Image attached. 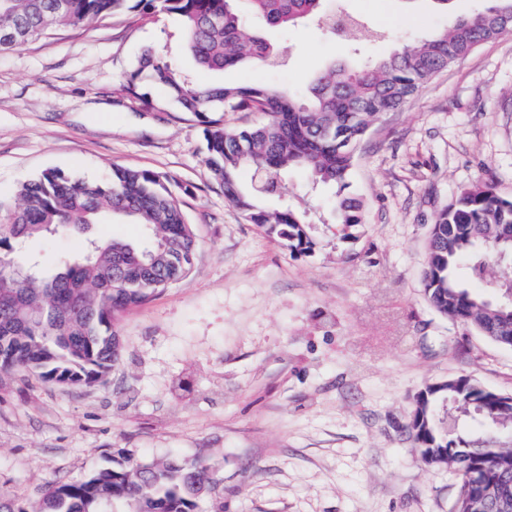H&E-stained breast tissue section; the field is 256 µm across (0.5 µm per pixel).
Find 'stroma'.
<instances>
[{
	"instance_id": "35a3bbf8",
	"label": "stroma",
	"mask_w": 512,
	"mask_h": 512,
	"mask_svg": "<svg viewBox=\"0 0 512 512\" xmlns=\"http://www.w3.org/2000/svg\"><path fill=\"white\" fill-rule=\"evenodd\" d=\"M380 30L351 45L316 24L275 30L274 67L224 82L304 95L331 62L360 64L446 29L494 0H335ZM180 59L182 20L129 11L0 52V197L46 169L101 178L167 175L193 226L190 275L122 312L106 383L68 387L0 372V489L23 507L113 460H202L217 480L205 512H452L458 479L425 466L404 428L416 393L466 374L512 393V348L436 312L421 273L437 213L489 181L512 199V33L476 46L383 114L349 182L355 238L331 189L288 173L272 207L306 214L316 247L293 256L224 198L206 165L205 123L167 90L126 86L144 49Z\"/></svg>"
}]
</instances>
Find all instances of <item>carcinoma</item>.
<instances>
[{"label":"carcinoma","instance_id":"cac0c4a2","mask_svg":"<svg viewBox=\"0 0 512 512\" xmlns=\"http://www.w3.org/2000/svg\"><path fill=\"white\" fill-rule=\"evenodd\" d=\"M0 0V29L22 38L0 41L11 50L56 26H77L129 9L131 0ZM149 14L182 17V38L196 66L221 74L243 63L276 65L278 48L259 30L286 29L311 19L356 43L370 30L355 18L325 6V0H136ZM512 14V0H494L488 10L457 18L453 24L414 45L359 67L332 64L314 73L299 98L277 86L198 84L178 62L153 48L143 51L126 90L139 95L141 81L168 88L184 112H260L256 126L228 130L218 122L207 130L205 164L224 189V197L251 224L288 242L299 256L310 255L315 241L303 212L270 207L268 195L241 184V172L264 175L271 190L292 169L316 185L335 189V223L349 230L363 223V205L348 188L356 150L371 123L402 107L436 73L489 40L493 18ZM16 202L0 198V369L36 374L57 384L89 385L104 380L118 360L116 315L144 304L155 293L186 278L196 241L192 225L169 187L156 172L112 168L104 180L75 179L46 169L19 185ZM125 219L145 227L147 241L89 236L98 225ZM37 235L85 238L84 248L60 262L50 278L28 272L14 253ZM505 254L512 264V200L493 184L466 189L438 214L429 242L424 294L439 313L476 330L487 340L512 348V277L493 269ZM468 276L487 283L495 294L471 291L458 276L461 260ZM512 402L467 376L448 380V389L418 394L407 425L409 438L428 466L466 470L483 458L475 478L459 482L457 502L483 499V512H512ZM215 489L208 468L198 460L129 466L121 462L48 490L37 506L18 505L0 491V512H200Z\"/></svg>","mask_w":512,"mask_h":512}]
</instances>
